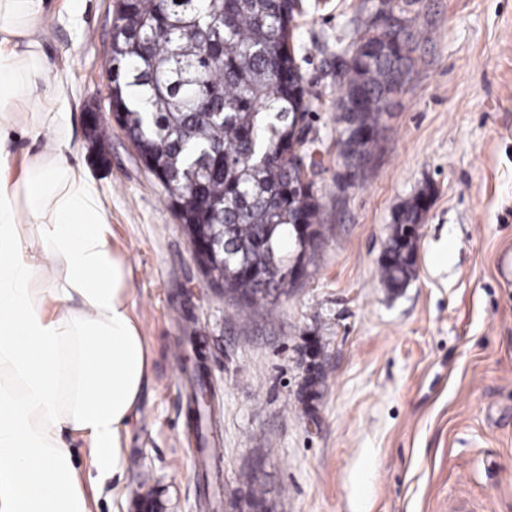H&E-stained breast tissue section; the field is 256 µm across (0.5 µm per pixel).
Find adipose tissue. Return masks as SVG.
I'll list each match as a JSON object with an SVG mask.
<instances>
[{
  "mask_svg": "<svg viewBox=\"0 0 512 512\" xmlns=\"http://www.w3.org/2000/svg\"><path fill=\"white\" fill-rule=\"evenodd\" d=\"M49 0H0V512H89L68 437L102 472L148 371L129 266L69 159L68 78L43 49ZM37 147L13 172L11 146Z\"/></svg>",
  "mask_w": 512,
  "mask_h": 512,
  "instance_id": "ef3b65f1",
  "label": "adipose tissue"
}]
</instances>
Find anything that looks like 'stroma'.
Here are the masks:
<instances>
[{"instance_id":"1","label":"stroma","mask_w":512,"mask_h":512,"mask_svg":"<svg viewBox=\"0 0 512 512\" xmlns=\"http://www.w3.org/2000/svg\"><path fill=\"white\" fill-rule=\"evenodd\" d=\"M294 46L317 98L322 205L308 272L269 316L209 284L111 115L116 0L79 24L50 0L70 68L71 161L104 193L148 351L120 473L71 438L90 512H512V0H300ZM399 19L401 87L355 177L337 140L342 61L379 10ZM107 134L92 148L84 108ZM430 189L416 271L379 275L395 213Z\"/></svg>"}]
</instances>
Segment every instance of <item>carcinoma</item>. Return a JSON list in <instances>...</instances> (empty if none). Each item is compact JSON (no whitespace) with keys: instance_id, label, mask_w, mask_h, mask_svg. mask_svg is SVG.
Instances as JSON below:
<instances>
[{"instance_id":"cac0c4a2","label":"carcinoma","mask_w":512,"mask_h":512,"mask_svg":"<svg viewBox=\"0 0 512 512\" xmlns=\"http://www.w3.org/2000/svg\"><path fill=\"white\" fill-rule=\"evenodd\" d=\"M295 0H120L113 18L110 104L139 156L163 175L166 199L230 249L204 274L253 314L271 313V291L288 285V265L307 271L314 244L299 225L317 224L321 204L294 164L312 151L315 96L290 46ZM369 24L363 50L345 63L342 103L346 155L360 163L355 123L378 129L401 87L406 57L385 47ZM423 199L392 225L381 279L405 288L416 253L406 237Z\"/></svg>"}]
</instances>
